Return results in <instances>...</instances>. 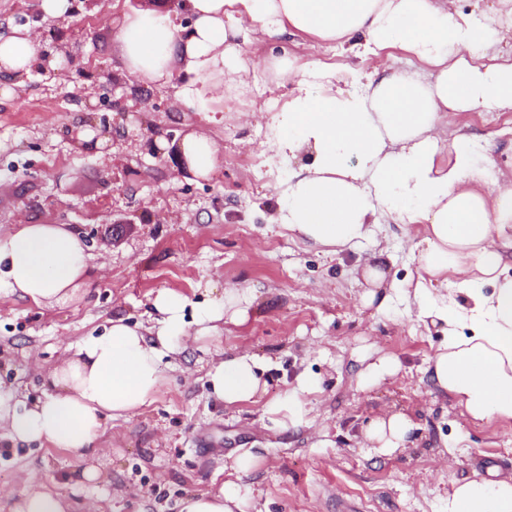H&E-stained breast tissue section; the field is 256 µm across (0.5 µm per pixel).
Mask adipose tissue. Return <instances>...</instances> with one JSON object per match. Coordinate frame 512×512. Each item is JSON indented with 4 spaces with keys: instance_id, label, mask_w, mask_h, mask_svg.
Masks as SVG:
<instances>
[{
    "instance_id": "ef3b65f1",
    "label": "adipose tissue",
    "mask_w": 512,
    "mask_h": 512,
    "mask_svg": "<svg viewBox=\"0 0 512 512\" xmlns=\"http://www.w3.org/2000/svg\"><path fill=\"white\" fill-rule=\"evenodd\" d=\"M455 0H177L173 14L125 12L115 37L127 71L145 83L181 74L178 94L210 111L214 101L250 91L245 45L291 32L348 47L358 56L398 48L427 65L394 70L365 88L335 67L282 58L275 80L294 85L286 103L270 99L266 162L276 205L267 223L302 242L338 251L365 238L381 218L423 227L412 250L420 274L408 299L417 321L442 325L430 357L433 386L473 421L512 420V178L491 173L466 136L443 138L449 113L512 110L507 33L487 16L455 11ZM188 24H181L180 16ZM42 48L22 27L0 23V72L22 75ZM218 148L190 135L175 154L199 178ZM91 255L64 224H21L0 234V290L38 305L71 298L86 284ZM452 284V295L439 286ZM254 295L227 289L203 303L164 288L151 298V326L110 320L72 348L52 374L54 393L28 403L0 390V430L14 443L76 452L94 446L107 422L151 404L164 384L163 360L218 324L246 321ZM266 361L243 354L214 364L207 380L227 404L262 401L275 424L303 421L305 396L322 380L305 372L265 399ZM415 424L401 412L368 427L365 445L389 456L407 448ZM238 488L220 484L185 497L179 512H234ZM448 512H512V480H471L448 497Z\"/></svg>"
}]
</instances>
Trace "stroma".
Instances as JSON below:
<instances>
[{
	"label": "stroma",
	"mask_w": 512,
	"mask_h": 512,
	"mask_svg": "<svg viewBox=\"0 0 512 512\" xmlns=\"http://www.w3.org/2000/svg\"><path fill=\"white\" fill-rule=\"evenodd\" d=\"M128 0H70L67 13L47 16L40 0H0V21L28 29L42 48L64 47L57 66L0 74L12 85L0 98V232L15 224H68L92 256L87 286L64 302L38 307L0 292V386L29 399L53 393L50 375L66 349L107 320L148 324L149 300L163 288L202 301L207 288L254 289L245 323H224L219 335L165 360L166 382L154 402L108 423L95 453L14 446L0 437V512L15 495L47 490L97 512H177L181 498L227 482L247 490L244 512H446L456 485L495 470L512 477V420L473 422L438 394L427 360L443 338L405 311L401 292L390 312L363 307L364 260L388 249L389 277L413 287L412 254L423 228L381 220L352 250L327 254L276 226L263 211L276 204L268 172V98L287 101L285 83L250 70L243 105L216 101L198 112L178 96L179 79L159 87L136 82L114 46L116 20ZM250 59H317L361 73L406 66L397 48L348 59L330 43L308 47L298 35L264 38L244 48ZM88 128L106 142H83ZM465 132L512 176V110L449 117L448 134ZM219 147L208 179L196 178L172 151L187 134ZM167 148H160L159 140ZM369 346L396 356L399 373L372 389L357 381L354 351ZM251 354L273 362L267 398L311 370L323 391L311 396L306 422L280 427L262 403L224 404L210 395L206 374L223 357ZM415 421L414 443L383 457L364 448L371 421L392 410ZM258 459L234 471L238 455ZM95 469L97 479L85 473Z\"/></svg>",
	"instance_id": "obj_1"
}]
</instances>
